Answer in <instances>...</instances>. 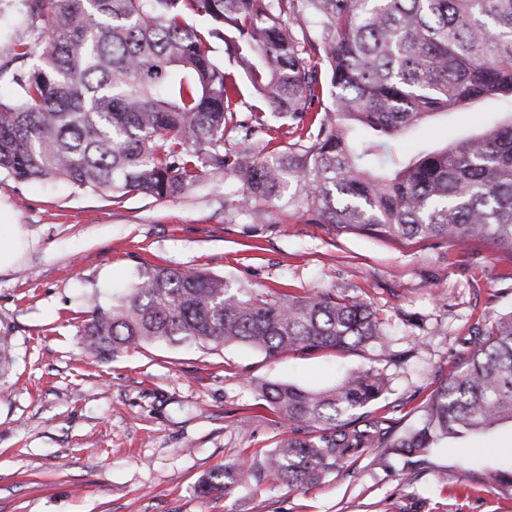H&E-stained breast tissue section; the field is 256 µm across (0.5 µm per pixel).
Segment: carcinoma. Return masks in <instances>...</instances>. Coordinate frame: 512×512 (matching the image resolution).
Here are the masks:
<instances>
[{"label":"carcinoma","mask_w":512,"mask_h":512,"mask_svg":"<svg viewBox=\"0 0 512 512\" xmlns=\"http://www.w3.org/2000/svg\"><path fill=\"white\" fill-rule=\"evenodd\" d=\"M11 7L30 37L0 54V79L16 88L0 98V174L164 200L230 171L244 208L292 188L288 206L338 234L512 254V119L393 160L394 141L431 118L512 100V0H0V14ZM229 133L260 135L262 148L227 153ZM80 336L99 360L157 340L269 356L385 345L366 302L323 291L269 299L162 266L93 301ZM12 364L0 336V380ZM386 385L371 369L319 392L263 384L285 423L314 436L214 470L197 492L307 488L370 448L422 461L512 422V314L490 323L397 437L391 418L368 410ZM481 482L512 492L511 473L488 469Z\"/></svg>","instance_id":"obj_1"}]
</instances>
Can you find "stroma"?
I'll return each mask as SVG.
<instances>
[{"mask_svg":"<svg viewBox=\"0 0 512 512\" xmlns=\"http://www.w3.org/2000/svg\"><path fill=\"white\" fill-rule=\"evenodd\" d=\"M509 116L512 103L485 100L431 120L398 153ZM239 189L233 174H214L180 197L112 201L0 175V216L27 242L0 269V335L10 336L16 360L0 389V512H512V494L475 476L512 469L508 422L416 465L373 448L308 489L197 494L214 468L262 460L282 438L286 427L261 399L262 383L321 390L347 369L371 368L388 380L379 406L403 428L475 346L478 324L512 312L507 254L339 235L284 198L240 210ZM149 264L203 269L272 296L364 298L386 345L269 357L244 346L157 342L86 357L79 327L92 300L109 301Z\"/></svg>","mask_w":512,"mask_h":512,"instance_id":"1","label":"stroma"}]
</instances>
